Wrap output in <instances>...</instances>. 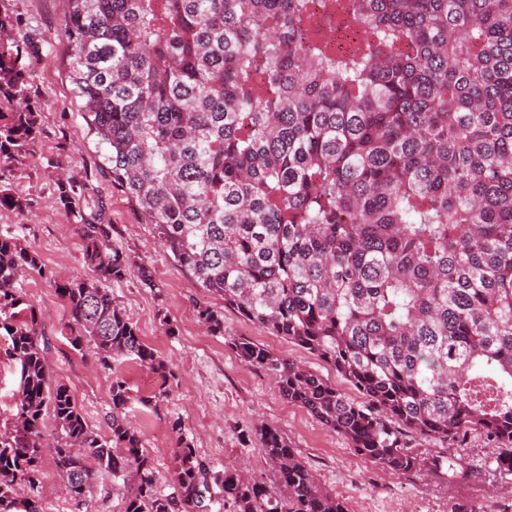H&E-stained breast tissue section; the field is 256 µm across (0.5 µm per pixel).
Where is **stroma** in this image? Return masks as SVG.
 Instances as JSON below:
<instances>
[{
	"label": "stroma",
	"instance_id": "35a3bbf8",
	"mask_svg": "<svg viewBox=\"0 0 512 512\" xmlns=\"http://www.w3.org/2000/svg\"><path fill=\"white\" fill-rule=\"evenodd\" d=\"M0 9L17 20L12 38L32 46L20 65L40 128L30 154L11 176L14 193L26 199L27 206L0 210V232L38 252L44 273L26 278L21 288L44 325L53 378L69 387L88 423L106 437L112 372L102 366L92 346L79 351L71 347L69 314L56 292L58 284L89 276L74 219L56 201L58 176L89 181L94 199L102 200L103 220L112 226V246L134 270L127 279L111 283L112 296L172 371L163 381L139 364L121 367L133 395L127 417L154 461L160 494L174 492L168 473L180 437L196 448L210 470L243 466L270 481L272 473L254 430L261 420L283 433L321 486L344 502L348 512H451L457 504L476 506L479 512H512V478L496 471L483 435L474 433L468 439L462 452L464 476H388L305 408L284 399L275 381L242 362L232 344L246 337L322 374L338 389L346 387L325 362L225 308L223 298L201 288L162 245L154 225L100 175L104 148L90 133L67 77L61 35L67 0H0ZM142 266L151 271L152 286H144L136 275ZM206 304L223 311V334L202 329L197 309ZM177 423L182 426L178 433L173 430ZM41 471L43 512H124L122 481H96L79 507L62 494L63 478L52 455L43 456Z\"/></svg>",
	"mask_w": 512,
	"mask_h": 512
}]
</instances>
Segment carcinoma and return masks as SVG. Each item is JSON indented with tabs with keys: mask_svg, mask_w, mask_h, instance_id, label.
Returning a JSON list of instances; mask_svg holds the SVG:
<instances>
[{
	"mask_svg": "<svg viewBox=\"0 0 512 512\" xmlns=\"http://www.w3.org/2000/svg\"><path fill=\"white\" fill-rule=\"evenodd\" d=\"M68 77L105 147L100 168L198 284L328 364L364 398L241 337L240 359L390 476L458 474L472 432L512 475V0H67ZM16 19L0 12V209L39 135L24 106ZM88 183L59 181L89 280L57 285L70 345L106 367L166 361L104 285L131 267ZM39 254L0 234V335L20 366L0 427V512L41 483L42 424L68 492L129 479L124 512H347L274 426L256 427L273 480L208 473L178 439L159 494L112 380L111 437L52 383L48 339L20 282ZM224 333V313L198 312ZM441 445L421 450L422 442Z\"/></svg>",
	"mask_w": 512,
	"mask_h": 512,
	"instance_id": "cac0c4a2",
	"label": "carcinoma"
}]
</instances>
